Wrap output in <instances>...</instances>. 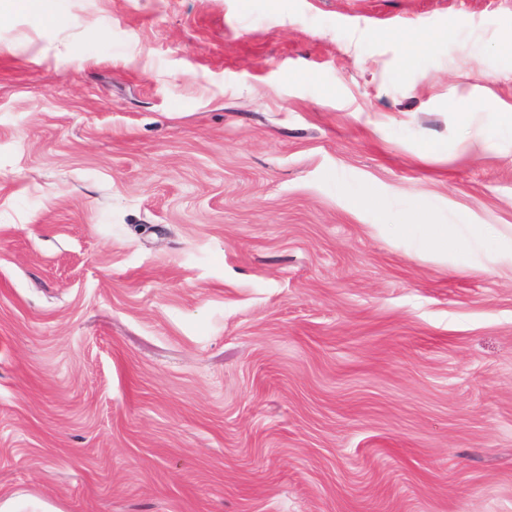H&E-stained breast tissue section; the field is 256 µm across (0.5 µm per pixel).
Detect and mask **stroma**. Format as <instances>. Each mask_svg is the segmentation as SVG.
Returning a JSON list of instances; mask_svg holds the SVG:
<instances>
[{
	"mask_svg": "<svg viewBox=\"0 0 512 512\" xmlns=\"http://www.w3.org/2000/svg\"><path fill=\"white\" fill-rule=\"evenodd\" d=\"M427 221L512 226V0H17L0 512H512V277Z\"/></svg>",
	"mask_w": 512,
	"mask_h": 512,
	"instance_id": "1",
	"label": "stroma"
}]
</instances>
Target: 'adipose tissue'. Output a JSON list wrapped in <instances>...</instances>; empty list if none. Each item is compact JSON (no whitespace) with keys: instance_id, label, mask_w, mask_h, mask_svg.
Masks as SVG:
<instances>
[{"instance_id":"adipose-tissue-1","label":"adipose tissue","mask_w":512,"mask_h":512,"mask_svg":"<svg viewBox=\"0 0 512 512\" xmlns=\"http://www.w3.org/2000/svg\"><path fill=\"white\" fill-rule=\"evenodd\" d=\"M420 253L447 257L463 251L467 260L484 259L512 269V230L498 234L496 246H489L488 234L480 224H408L403 228Z\"/></svg>"}]
</instances>
